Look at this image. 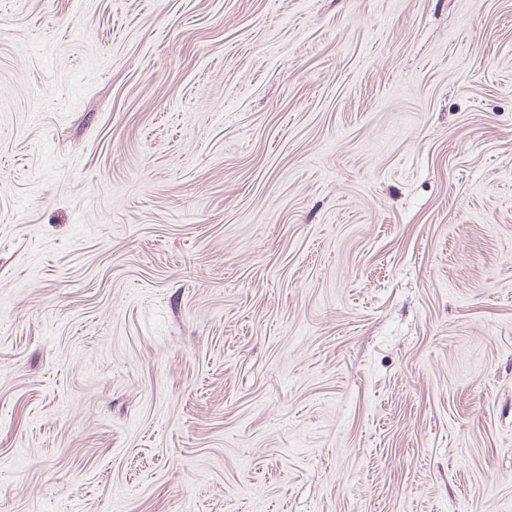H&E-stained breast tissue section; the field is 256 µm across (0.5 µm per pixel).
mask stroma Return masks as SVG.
<instances>
[{
	"instance_id": "stroma-1",
	"label": "stroma",
	"mask_w": 512,
	"mask_h": 512,
	"mask_svg": "<svg viewBox=\"0 0 512 512\" xmlns=\"http://www.w3.org/2000/svg\"><path fill=\"white\" fill-rule=\"evenodd\" d=\"M0 512H512V0H0Z\"/></svg>"
}]
</instances>
